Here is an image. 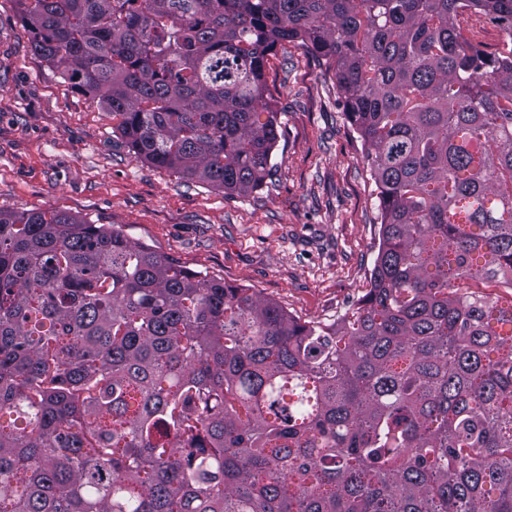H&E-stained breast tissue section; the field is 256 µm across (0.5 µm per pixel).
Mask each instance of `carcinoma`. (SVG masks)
I'll return each mask as SVG.
<instances>
[{"instance_id":"cac0c4a2","label":"carcinoma","mask_w":512,"mask_h":512,"mask_svg":"<svg viewBox=\"0 0 512 512\" xmlns=\"http://www.w3.org/2000/svg\"><path fill=\"white\" fill-rule=\"evenodd\" d=\"M134 158L248 195L268 57L333 71L377 188L331 323L119 231L0 211V512H512V0H18ZM507 36L474 47L458 18Z\"/></svg>"}]
</instances>
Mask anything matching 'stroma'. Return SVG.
Wrapping results in <instances>:
<instances>
[{
	"instance_id": "1",
	"label": "stroma",
	"mask_w": 512,
	"mask_h": 512,
	"mask_svg": "<svg viewBox=\"0 0 512 512\" xmlns=\"http://www.w3.org/2000/svg\"><path fill=\"white\" fill-rule=\"evenodd\" d=\"M266 73L274 169L263 189L228 196L136 161L111 116L34 53L16 0H0V210L106 225L301 321L332 322L370 286L376 186L324 61L286 42Z\"/></svg>"
}]
</instances>
